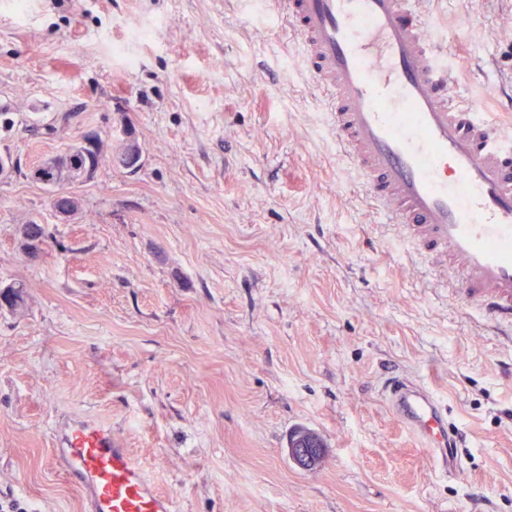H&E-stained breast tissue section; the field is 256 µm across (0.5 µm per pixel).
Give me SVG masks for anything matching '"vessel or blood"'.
<instances>
[{
    "mask_svg": "<svg viewBox=\"0 0 512 512\" xmlns=\"http://www.w3.org/2000/svg\"><path fill=\"white\" fill-rule=\"evenodd\" d=\"M299 38L310 81L328 97L330 127L385 225L402 227L455 292L512 337V136L462 104L419 0H271ZM398 423L442 472L457 468L448 409L421 383L387 379ZM59 464L86 512H174L110 427L64 429Z\"/></svg>",
    "mask_w": 512,
    "mask_h": 512,
    "instance_id": "1",
    "label": "vessel or blood"
}]
</instances>
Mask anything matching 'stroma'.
<instances>
[{
	"label": "stroma",
	"instance_id": "1",
	"mask_svg": "<svg viewBox=\"0 0 512 512\" xmlns=\"http://www.w3.org/2000/svg\"><path fill=\"white\" fill-rule=\"evenodd\" d=\"M0 0V502L85 512L55 429L110 425L177 512H512V341L440 286L336 149L267 0ZM460 101L512 129V0H421ZM135 66H128V59ZM127 132L141 163L115 164ZM91 178L41 182L71 146ZM81 207L61 219L56 193ZM46 232L30 262L21 225ZM465 435L435 470L382 396ZM308 427L325 455L288 458ZM67 156L68 158H64L62 164L65 161V163L69 164L71 168L81 172L90 167L91 172L89 175H91L97 165L98 149L76 146L73 148L72 152L67 154L65 157ZM383 396L398 423L423 444L422 452L442 472L457 469L461 436L448 428V409L421 383L400 375L387 379Z\"/></svg>",
	"mask_w": 512,
	"mask_h": 512
}]
</instances>
